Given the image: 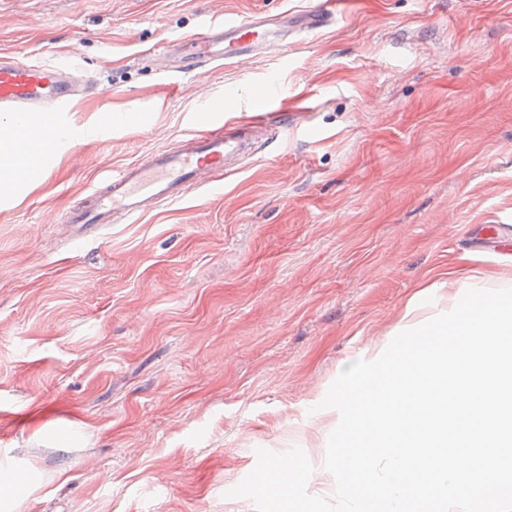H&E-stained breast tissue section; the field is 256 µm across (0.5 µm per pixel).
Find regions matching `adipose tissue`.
<instances>
[{
    "label": "adipose tissue",
    "instance_id": "obj_1",
    "mask_svg": "<svg viewBox=\"0 0 512 512\" xmlns=\"http://www.w3.org/2000/svg\"><path fill=\"white\" fill-rule=\"evenodd\" d=\"M46 114L31 116L28 123L27 138H20L11 124L0 122V189L9 187L15 180L21 179L35 184L42 177L37 168H22L23 154H46L54 150L61 141L70 139L71 130L49 132Z\"/></svg>",
    "mask_w": 512,
    "mask_h": 512
}]
</instances>
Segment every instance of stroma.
I'll use <instances>...</instances> for the list:
<instances>
[{
	"instance_id": "stroma-1",
	"label": "stroma",
	"mask_w": 512,
	"mask_h": 512,
	"mask_svg": "<svg viewBox=\"0 0 512 512\" xmlns=\"http://www.w3.org/2000/svg\"><path fill=\"white\" fill-rule=\"evenodd\" d=\"M315 2L0 0V51L98 87L0 190V512H256L230 489L295 446L332 497L344 364L452 258L512 287V245L477 248L512 225V0H332L287 51L170 72L204 15ZM214 103L258 126L236 171L78 241L65 210Z\"/></svg>"
}]
</instances>
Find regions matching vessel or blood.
I'll return each instance as SVG.
<instances>
[{"label":"vessel or blood","instance_id":"obj_1","mask_svg":"<svg viewBox=\"0 0 512 512\" xmlns=\"http://www.w3.org/2000/svg\"><path fill=\"white\" fill-rule=\"evenodd\" d=\"M334 20L335 12L327 0L296 13H259L242 21L214 16L201 30L183 37L190 51L182 58L180 69L190 72L214 61L235 62L258 55L272 46H286L291 36L328 27ZM76 94V87L61 70L0 53V119L20 122L29 113L62 112ZM207 122L209 131L194 134L180 149H158L148 163H130L113 170L92 190L99 209L69 212L65 223L81 225L82 236L88 237L114 215L134 222L158 203L181 201L191 191L220 181L229 156L241 150L243 137L225 134L220 108L208 112Z\"/></svg>","mask_w":512,"mask_h":512}]
</instances>
